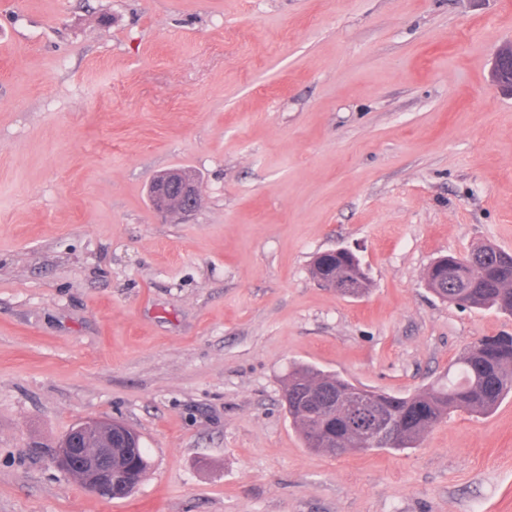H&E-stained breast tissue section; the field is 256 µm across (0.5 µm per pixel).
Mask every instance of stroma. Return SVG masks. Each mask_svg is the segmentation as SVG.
<instances>
[{
    "label": "stroma",
    "instance_id": "stroma-1",
    "mask_svg": "<svg viewBox=\"0 0 512 512\" xmlns=\"http://www.w3.org/2000/svg\"><path fill=\"white\" fill-rule=\"evenodd\" d=\"M512 0H0V512H512V395L419 447L306 448L309 364L406 396L512 315L425 274L512 253ZM172 167L199 204L159 217ZM356 249L344 297L314 255ZM135 429L105 500L51 463L78 423ZM490 81L512 95V41L504 43L496 51L490 69ZM336 255L352 258L367 273L361 260L350 249H336ZM336 255L330 252L317 254L310 268L312 277L328 288L336 289V281H338L341 296L344 297L359 298L368 294L372 282L361 276L359 265ZM134 460L136 462V467H137V470L135 473L136 477H135L134 482L131 483L130 486L124 484L121 487H118V484H116V483L113 484L115 491L117 493L122 494L121 498L127 497L133 493V491L136 489L138 484L141 482V480L145 476V474L149 468V461H148V456H147V452H146L145 448H141V447L138 448L135 456L133 455L130 459L125 461V463H123V461H120L116 456L113 455V466H115L114 476H113L114 478H116L118 473L127 472L129 469V466L131 465L132 462H134Z\"/></svg>",
    "mask_w": 512,
    "mask_h": 512
}]
</instances>
